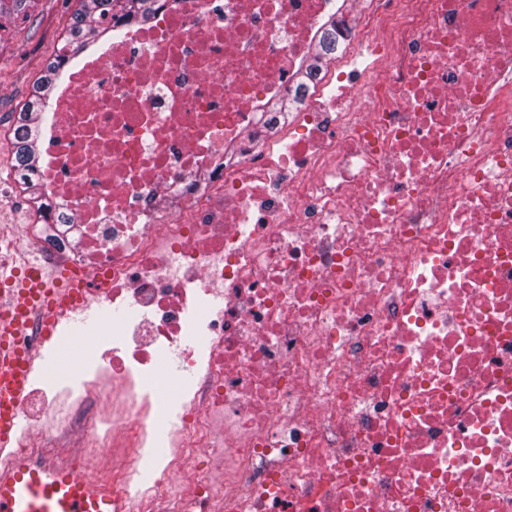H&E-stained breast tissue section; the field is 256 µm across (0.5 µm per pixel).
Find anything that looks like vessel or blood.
<instances>
[{"instance_id": "obj_1", "label": "vessel or blood", "mask_w": 512, "mask_h": 512, "mask_svg": "<svg viewBox=\"0 0 512 512\" xmlns=\"http://www.w3.org/2000/svg\"><path fill=\"white\" fill-rule=\"evenodd\" d=\"M83 278L29 266L19 276L0 268V447H10L20 423V402L43 356L22 343L39 320L56 322L71 306ZM111 482L31 454L0 465V512H130Z\"/></svg>"}]
</instances>
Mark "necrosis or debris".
Returning a JSON list of instances; mask_svg holds the SVG:
<instances>
[{"mask_svg": "<svg viewBox=\"0 0 512 512\" xmlns=\"http://www.w3.org/2000/svg\"><path fill=\"white\" fill-rule=\"evenodd\" d=\"M332 4L155 0L70 58L0 262L125 315L19 450L136 512H512V0Z\"/></svg>", "mask_w": 512, "mask_h": 512, "instance_id": "4bbe7bcc", "label": "necrosis or debris"}]
</instances>
